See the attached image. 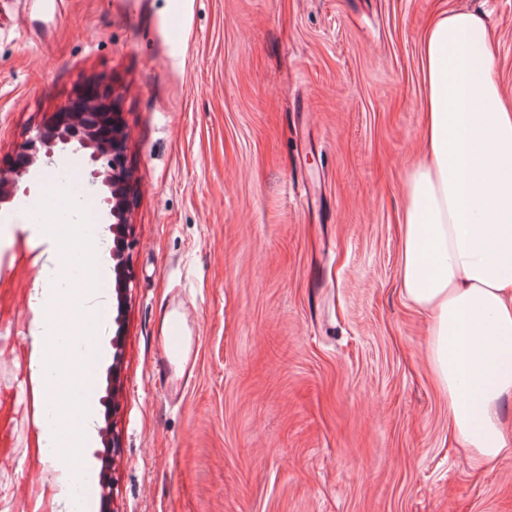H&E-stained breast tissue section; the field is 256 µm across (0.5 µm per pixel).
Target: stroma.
<instances>
[{"label":"stroma","instance_id":"1","mask_svg":"<svg viewBox=\"0 0 512 512\" xmlns=\"http://www.w3.org/2000/svg\"><path fill=\"white\" fill-rule=\"evenodd\" d=\"M486 13L512 97V0H0V159L89 86L134 173L120 350L90 368L87 512H512V456L478 471L448 430L428 323L398 280L423 144L420 38ZM32 239L17 320L52 254ZM202 339L180 401L154 387L165 306ZM116 385V408L101 402Z\"/></svg>","mask_w":512,"mask_h":512}]
</instances>
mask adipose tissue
Returning <instances> with one entry per match:
<instances>
[{
  "label": "adipose tissue",
  "mask_w": 512,
  "mask_h": 512,
  "mask_svg": "<svg viewBox=\"0 0 512 512\" xmlns=\"http://www.w3.org/2000/svg\"><path fill=\"white\" fill-rule=\"evenodd\" d=\"M421 64L424 150L404 185L398 275L429 321L448 426L482 468L512 455V101L480 12L438 13Z\"/></svg>",
  "instance_id": "adipose-tissue-1"
}]
</instances>
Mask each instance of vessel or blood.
Listing matches in <instances>:
<instances>
[{"mask_svg":"<svg viewBox=\"0 0 512 512\" xmlns=\"http://www.w3.org/2000/svg\"><path fill=\"white\" fill-rule=\"evenodd\" d=\"M165 331L159 338L158 359L155 368V384L166 398L176 399L195 371V337L189 336L188 310L180 305H168L165 313Z\"/></svg>","mask_w":512,"mask_h":512,"instance_id":"obj_1","label":"vessel or blood"}]
</instances>
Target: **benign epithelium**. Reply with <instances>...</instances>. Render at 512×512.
I'll return each instance as SVG.
<instances>
[{"mask_svg":"<svg viewBox=\"0 0 512 512\" xmlns=\"http://www.w3.org/2000/svg\"><path fill=\"white\" fill-rule=\"evenodd\" d=\"M123 134L116 113L110 111L102 94L89 89L65 111L48 123L34 128L20 146L27 156V168L16 169L10 162L0 163V202L11 200L17 193H28L23 178L30 168L49 165L60 152L72 148L83 153L91 181L100 183L108 195L102 202L112 217L113 273L118 282L116 294V334L122 331V315L128 282L124 279L125 240L129 224L126 219V194L133 186L131 171L125 169L122 156Z\"/></svg>","mask_w":512,"mask_h":512,"instance_id":"obj_1","label":"benign epithelium"}]
</instances>
